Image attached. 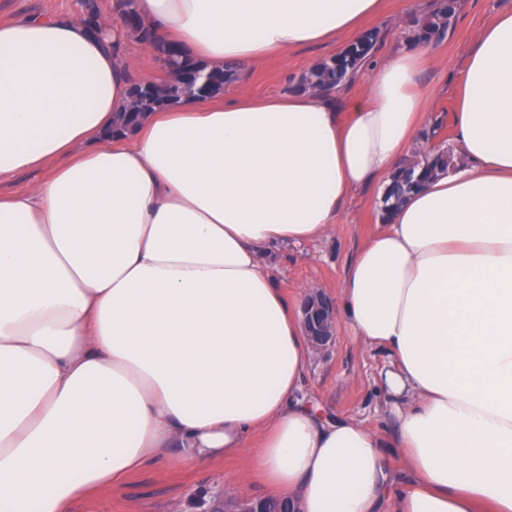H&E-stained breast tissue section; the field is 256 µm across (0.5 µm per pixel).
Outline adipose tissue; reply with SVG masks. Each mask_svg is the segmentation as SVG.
<instances>
[{
    "instance_id": "ef3b65f1",
    "label": "adipose tissue",
    "mask_w": 512,
    "mask_h": 512,
    "mask_svg": "<svg viewBox=\"0 0 512 512\" xmlns=\"http://www.w3.org/2000/svg\"><path fill=\"white\" fill-rule=\"evenodd\" d=\"M383 0H134L212 66L332 45ZM82 16L0 22V512H72L153 466L246 457L299 512H512V13L463 68L466 163L349 263L336 319L384 349L377 434L301 392V318L261 245L324 237L422 142L423 52L364 94L227 92L112 134L142 51Z\"/></svg>"
}]
</instances>
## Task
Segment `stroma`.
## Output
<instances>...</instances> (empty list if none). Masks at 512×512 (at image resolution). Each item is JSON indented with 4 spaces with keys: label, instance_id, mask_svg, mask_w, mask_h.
<instances>
[{
    "label": "stroma",
    "instance_id": "1",
    "mask_svg": "<svg viewBox=\"0 0 512 512\" xmlns=\"http://www.w3.org/2000/svg\"><path fill=\"white\" fill-rule=\"evenodd\" d=\"M84 10L85 0H0V21L40 13L80 14ZM502 12H512V0H460L445 37L425 48L428 62L421 73V87L429 121L441 124L445 138L454 136L453 114L465 57L482 29ZM411 15L410 0H384L381 13L365 21V28L381 32L375 58L398 47L416 48L408 26ZM348 44L344 38L334 45L298 47L283 58L269 57L250 66L236 89L255 97L296 91L304 73ZM377 195L374 189L355 193L344 204L331 231L321 239L301 245L260 247L262 263L292 304H300L311 285L329 297H337L353 254L379 222ZM389 361L386 352L359 345L340 324L327 349L310 355L303 389L336 415L356 419L389 441L394 437L393 421L378 390ZM230 485L236 486L240 498L267 493L252 468L242 458L231 457L202 468L173 466L138 472L123 484L78 503L76 512H210L223 505Z\"/></svg>",
    "mask_w": 512,
    "mask_h": 512
}]
</instances>
